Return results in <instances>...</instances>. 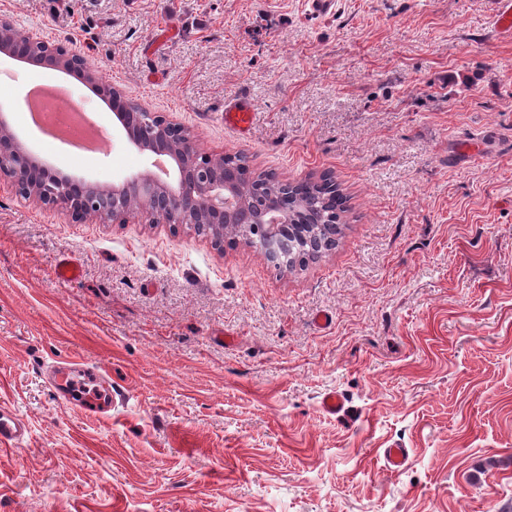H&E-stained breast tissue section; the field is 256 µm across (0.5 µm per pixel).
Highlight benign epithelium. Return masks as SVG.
<instances>
[{
  "label": "benign epithelium",
  "instance_id": "1",
  "mask_svg": "<svg viewBox=\"0 0 512 512\" xmlns=\"http://www.w3.org/2000/svg\"><path fill=\"white\" fill-rule=\"evenodd\" d=\"M0 55L33 63L48 62L78 75L90 89L112 99L116 133L152 158L160 173L144 171L112 184L77 180L44 163L0 116V180L35 207L55 210L71 224H147L188 226L224 249V225L248 224L255 243L269 261L288 254L294 233L304 224L288 223V190L281 200L255 216L244 206L249 183L224 171V154L201 151L197 136L164 112H151L129 100L106 81L87 55L68 40L40 37L0 16Z\"/></svg>",
  "mask_w": 512,
  "mask_h": 512
}]
</instances>
